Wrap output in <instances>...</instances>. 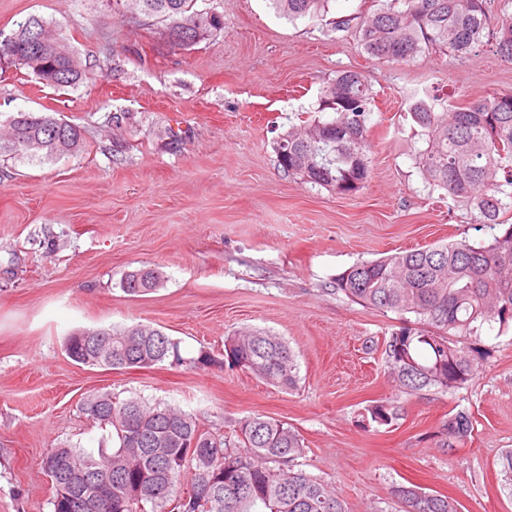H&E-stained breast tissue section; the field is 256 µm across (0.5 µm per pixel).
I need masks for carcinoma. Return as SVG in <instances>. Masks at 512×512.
<instances>
[{
  "mask_svg": "<svg viewBox=\"0 0 512 512\" xmlns=\"http://www.w3.org/2000/svg\"><path fill=\"white\" fill-rule=\"evenodd\" d=\"M135 2L142 14L165 22V38L174 47L197 45L221 24L218 15L196 9L197 0ZM270 2L294 21L323 15L330 0ZM379 2L356 30L360 47L371 57L406 61L424 52L464 57L494 30L497 54L512 65V13L493 14L488 0ZM44 31H49L47 22L30 15L11 34L0 32V59L58 91L79 84L86 77L81 63L60 38L51 34L42 41ZM373 105V91L362 73L336 75L318 103V111L332 118L282 134L275 146L278 168L336 195L358 191L371 174ZM411 117L426 143L416 153L426 183L473 210L475 223H502L512 211V92L475 98L457 108L443 97L427 95L412 105ZM8 126L0 154L44 161L83 147L77 126L47 112L20 111L9 116ZM159 283L160 273L151 268L129 271L121 280L131 296L147 294ZM334 285V291L365 308L415 318V325L392 332L382 349L404 393L454 390L473 375L484 328L512 325V224L487 242L464 239L358 261L337 274ZM65 352L76 363L113 371L164 362L198 369L228 364L285 388L298 377L291 348L262 329L225 338L221 358L203 347L186 359L177 342L143 323L77 329L67 336ZM81 410L110 428L112 446L88 451L60 445L45 451L41 468L50 484V512H80L76 499L96 501V512H347L328 483L301 468L305 448L300 435L281 420L253 416L215 435L190 413L110 391L83 397ZM363 418L388 425L396 412L378 402L366 408ZM473 430L468 413H450L435 435L436 444L455 448ZM194 440L198 447H189ZM498 464L502 489L512 496V448ZM392 494L406 512H458L454 500L414 484L396 486Z\"/></svg>",
  "mask_w": 512,
  "mask_h": 512,
  "instance_id": "1",
  "label": "carcinoma"
}]
</instances>
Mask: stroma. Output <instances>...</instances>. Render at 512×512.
<instances>
[{
    "instance_id": "obj_1",
    "label": "stroma",
    "mask_w": 512,
    "mask_h": 512,
    "mask_svg": "<svg viewBox=\"0 0 512 512\" xmlns=\"http://www.w3.org/2000/svg\"><path fill=\"white\" fill-rule=\"evenodd\" d=\"M197 7L222 25L183 49L163 22L133 17L131 0H0V33L43 17L87 69L84 83L57 92L0 66V116L55 111L84 139L53 161L0 157V512H49L41 456L99 447L104 432L80 409L96 390L168 404L216 434L258 414L287 422L303 439V468L348 512H401L390 491L409 482L453 498L459 512H512L498 466L512 448V328L485 329L464 388L407 395L381 355L401 320L332 285L360 260L496 234L425 183L409 109L427 93L458 104L510 92L512 65L490 40L465 58L369 57L353 25L373 0H331L327 19L292 23L267 0ZM338 18L351 28L331 30ZM343 70L361 72L375 93L371 177L346 196L284 175L274 151L280 133L315 117ZM116 112L130 115L119 128ZM144 266L162 272L161 286L128 296L122 276ZM138 322L178 341L186 359L204 346L223 354L238 330H269L296 354L298 383L285 389L229 366L111 371L64 351L74 329ZM382 400L396 419L363 425L365 407ZM459 410L474 431L448 453L434 435Z\"/></svg>"
}]
</instances>
